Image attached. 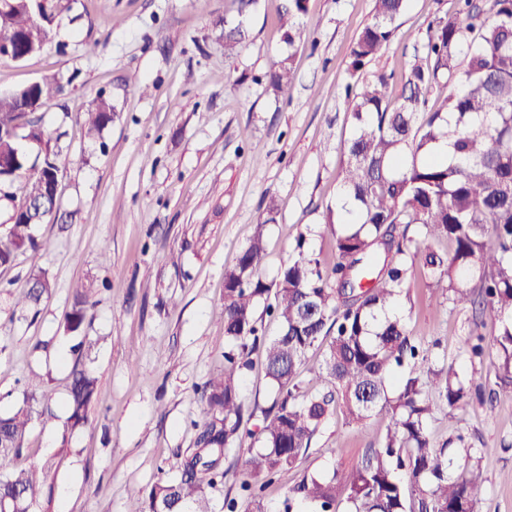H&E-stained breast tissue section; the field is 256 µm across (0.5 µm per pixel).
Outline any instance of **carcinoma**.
Returning <instances> with one entry per match:
<instances>
[{
    "mask_svg": "<svg viewBox=\"0 0 512 512\" xmlns=\"http://www.w3.org/2000/svg\"><path fill=\"white\" fill-rule=\"evenodd\" d=\"M238 20H220L224 52L232 55L248 38L247 18L258 0H235ZM307 0H285L282 19L288 44L295 41V20L307 12ZM407 0H375L372 21L350 46L351 83L345 95L353 132L341 171V199L329 211L336 227V262L331 272L296 240L294 255L275 280L262 276L267 250L262 231L244 248L235 268L224 275L220 317L233 348L224 355V371L200 387L201 418L195 446L180 474L130 492L127 512H211V493L224 483V452L241 445L253 411L241 396L251 355L264 352L265 375L275 389L264 411L261 448L245 461L247 478L235 497L224 499L225 512H261V500L276 476L308 454L314 436L335 408L345 424L362 429L383 414L386 432L359 464L328 476H303L290 491L285 512H478L484 482L479 457L457 435L440 448L428 426L438 404L460 410L472 398L471 380L451 366L430 363L410 336L399 310L408 275L417 271L428 288L456 306L475 312V329L467 341L472 358L484 355L478 329L493 328V347L501 380L512 385V0H457V11L429 23L423 55L405 71L394 95L393 75L370 80L361 72L390 43ZM71 0H0V44L22 61L53 42L55 22L70 11ZM477 33L468 46V63L458 59L464 32ZM292 81L290 60L281 59L266 73L265 91L275 96ZM455 91L434 104L429 95L441 83ZM63 91L60 81L45 77L9 95H0V199L11 210L0 236V266L12 263L40 243L31 220L40 205L42 221L59 212L60 151L35 108ZM116 116L110 99L100 95L87 112V133L95 136ZM42 143L41 162H30L19 138ZM448 142L453 161L434 155ZM27 184L20 199L10 187L21 175ZM453 245L448 253L442 241ZM477 274L481 300L467 286ZM49 282L35 276L20 304H38ZM92 290L77 288L66 330L84 328L94 306ZM274 302H268L269 298ZM278 325L266 335L257 307ZM321 349L316 379L323 390L300 391L298 377L307 354ZM98 392L93 372L78 364L69 375L68 423L88 422ZM54 417L33 394L0 415V501L8 512H32L50 497L51 468L14 469L33 417Z\"/></svg>",
    "mask_w": 512,
    "mask_h": 512,
    "instance_id": "obj_1",
    "label": "carcinoma"
}]
</instances>
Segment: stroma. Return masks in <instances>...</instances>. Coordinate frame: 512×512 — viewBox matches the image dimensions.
<instances>
[{
	"instance_id": "35a3bbf8",
	"label": "stroma",
	"mask_w": 512,
	"mask_h": 512,
	"mask_svg": "<svg viewBox=\"0 0 512 512\" xmlns=\"http://www.w3.org/2000/svg\"><path fill=\"white\" fill-rule=\"evenodd\" d=\"M281 5L259 0L247 42L228 56L215 23L235 16L234 0H75L53 44L22 62L0 57V93L46 76L65 82L37 113L62 149L59 205L68 220L37 225L40 248L0 267V414L29 389L56 414L34 421L13 461L52 465V500L33 512H126L130 490L178 474L200 418L196 389L223 371L230 346L220 317L224 273L256 230L266 238V280L276 278L302 233L322 262L336 260L327 217L351 136L349 47L371 21L374 0H308L292 43ZM455 9L456 0H409L364 78L401 76L433 16ZM96 40L101 46L90 52ZM285 57L292 82L275 98L264 91L265 74ZM100 93L118 116L91 137L86 113ZM272 199L279 215L266 225ZM37 274L49 280L48 295L37 306H17ZM79 285L94 290L93 317L83 332L68 333ZM403 304L412 336L433 361L463 367L485 393L462 411L439 408L430 424L435 445L463 432L485 477L479 512H512V391L498 387L494 351L468 362L471 308L434 299L419 279L410 278ZM86 336L93 347L74 352ZM252 361L241 385L254 411L251 435L225 453L214 512L236 496L272 402L260 355ZM78 362L99 387L87 424L72 430L67 384ZM387 423L375 416L358 432L332 413L299 466L265 490L264 512H281L302 476L357 464Z\"/></svg>"
}]
</instances>
